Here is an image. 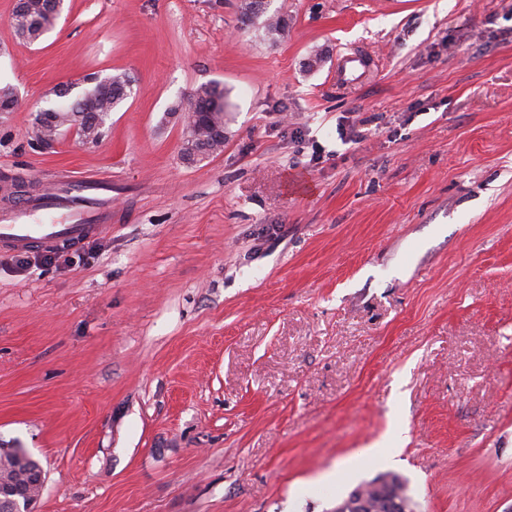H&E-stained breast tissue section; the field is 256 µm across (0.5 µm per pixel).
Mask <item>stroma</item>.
Here are the masks:
<instances>
[{
    "label": "stroma",
    "instance_id": "1",
    "mask_svg": "<svg viewBox=\"0 0 512 512\" xmlns=\"http://www.w3.org/2000/svg\"><path fill=\"white\" fill-rule=\"evenodd\" d=\"M240 3L66 0L30 46L0 0V196L112 200L77 247L0 246V448L39 512H332L385 472L507 512L512 0H271L274 44ZM121 72L98 146L36 143L55 86ZM205 83L224 150L189 165L167 111Z\"/></svg>",
    "mask_w": 512,
    "mask_h": 512
}]
</instances>
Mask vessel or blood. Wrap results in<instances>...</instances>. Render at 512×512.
Listing matches in <instances>:
<instances>
[{"label":"vessel or blood","instance_id":"vessel-or-blood-1","mask_svg":"<svg viewBox=\"0 0 512 512\" xmlns=\"http://www.w3.org/2000/svg\"><path fill=\"white\" fill-rule=\"evenodd\" d=\"M101 182L66 172L42 194L0 210V245L14 251L33 244L78 246L112 225L98 193Z\"/></svg>","mask_w":512,"mask_h":512}]
</instances>
